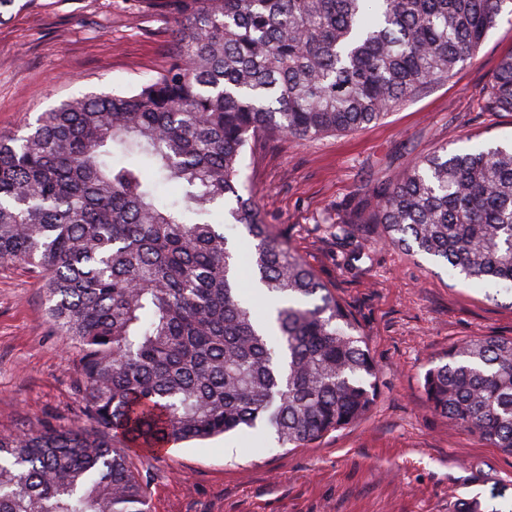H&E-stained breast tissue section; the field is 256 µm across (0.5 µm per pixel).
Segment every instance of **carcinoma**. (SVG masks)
<instances>
[{"label":"carcinoma","mask_w":512,"mask_h":512,"mask_svg":"<svg viewBox=\"0 0 512 512\" xmlns=\"http://www.w3.org/2000/svg\"><path fill=\"white\" fill-rule=\"evenodd\" d=\"M140 2L178 23L167 68L0 136V264L42 274L98 428L0 435V512H146L133 449L245 430L297 448L360 420L377 378L364 330L265 223L243 155L256 137L304 143L382 120L512 15V0ZM481 109L512 112V55ZM366 207L343 230L380 224L386 243L512 295V145L442 147ZM243 257L261 311L240 295ZM424 390L512 454V338L452 347Z\"/></svg>","instance_id":"1"}]
</instances>
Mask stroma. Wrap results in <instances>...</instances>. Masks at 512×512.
Listing matches in <instances>:
<instances>
[{"mask_svg":"<svg viewBox=\"0 0 512 512\" xmlns=\"http://www.w3.org/2000/svg\"><path fill=\"white\" fill-rule=\"evenodd\" d=\"M173 24L140 0H16L0 21V133L61 102L140 85L167 67ZM512 53V21L493 27L452 78L383 120L299 143L259 141L244 174L265 220L353 312L378 367L369 413L299 448L249 433L195 440L132 469L150 512H455L467 498L512 512V455L433 412L432 361L481 336L512 337V297L450 278L426 256L387 246L365 213L380 180L398 179L437 147L512 142V113L481 98ZM79 355L51 326L41 281L0 266V433L47 424L93 432L79 416Z\"/></svg>","mask_w":512,"mask_h":512,"instance_id":"35a3bbf8","label":"stroma"}]
</instances>
